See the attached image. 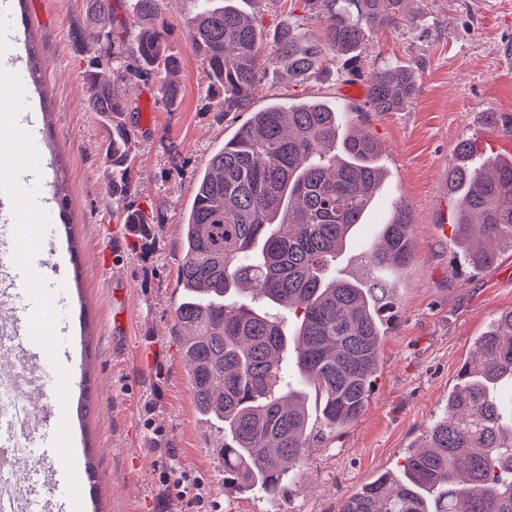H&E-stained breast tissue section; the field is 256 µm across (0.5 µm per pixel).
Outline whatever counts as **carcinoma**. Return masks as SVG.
Segmentation results:
<instances>
[{
  "mask_svg": "<svg viewBox=\"0 0 512 512\" xmlns=\"http://www.w3.org/2000/svg\"><path fill=\"white\" fill-rule=\"evenodd\" d=\"M97 34L118 29L117 60L85 72L87 110L106 118L115 176L107 193L131 195L125 153L131 129L117 115L138 111L115 83L153 81L170 102L181 95L178 59L167 53L163 0H132L138 26H116L112 0H87ZM316 41L276 34L275 59L304 80L327 51L355 53L368 32L406 21L404 0H311ZM186 35L202 58L224 112L249 111L269 62L261 29L234 0H199ZM112 71V81L102 71ZM418 91L406 66L376 70L363 108L394 112ZM382 148L323 102H274L250 111L198 178L183 224L177 316L188 330L183 360L201 418L224 431V483L237 492L280 493L285 473L324 435L361 415L381 361L394 301L379 284L336 274V257L374 205L387 171ZM453 236L472 269L512 249V158L483 160L457 143L448 166ZM414 258L408 207L382 225L365 253L373 268L400 271ZM295 322L288 332L286 318ZM512 384V308L476 340L475 365L459 371L444 416L399 471L344 498L338 512H512V420L495 391ZM320 426L310 424L309 398Z\"/></svg>",
  "mask_w": 512,
  "mask_h": 512,
  "instance_id": "carcinoma-1",
  "label": "carcinoma"
}]
</instances>
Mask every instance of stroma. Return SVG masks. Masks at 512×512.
<instances>
[{"instance_id":"obj_1","label":"stroma","mask_w":512,"mask_h":512,"mask_svg":"<svg viewBox=\"0 0 512 512\" xmlns=\"http://www.w3.org/2000/svg\"><path fill=\"white\" fill-rule=\"evenodd\" d=\"M261 26L265 48L274 33L292 26L305 39L319 37L321 21L308 0H237ZM191 0H165L167 50L178 58L182 85L168 105L156 85L133 89L139 110L130 144L134 181L129 198L146 218L123 224L106 192L105 122L88 111L87 60L97 47L85 23L84 0H26L24 29L10 55L33 42L41 62V92L49 104L47 129L16 139L0 116V145L21 150L32 182L64 169L68 217L83 254L76 288L56 282L75 319L66 330L74 373L67 391L76 409L82 375L99 387L81 420L75 456L90 453L100 489L97 503L63 501L56 512H337L340 501L385 471L401 465L429 425L441 418L461 367L471 361L486 324L512 307V251L480 271L465 265L451 233L437 220L451 203L443 190L448 161L461 140L477 143L483 157L512 154V139L498 120L512 119V0H409L410 22L368 33L356 57H334L301 82L283 66L263 74L255 107L318 99L361 105L374 70L403 65L418 92L396 112H369L360 122L381 144L388 177L383 195L336 260L346 276L372 279L364 253L405 201L413 225L415 258L403 271L384 272L397 318L383 341L380 369L365 409L354 424L306 449L299 469L280 494L238 493L224 487L218 432L199 420L182 358L185 332L176 309L183 220L197 179L212 153L246 115L223 113L209 95L207 71L185 35ZM117 254L104 269V252ZM122 298L124 326L113 327L112 304ZM169 482H162V471ZM201 484L204 506L185 485Z\"/></svg>"}]
</instances>
